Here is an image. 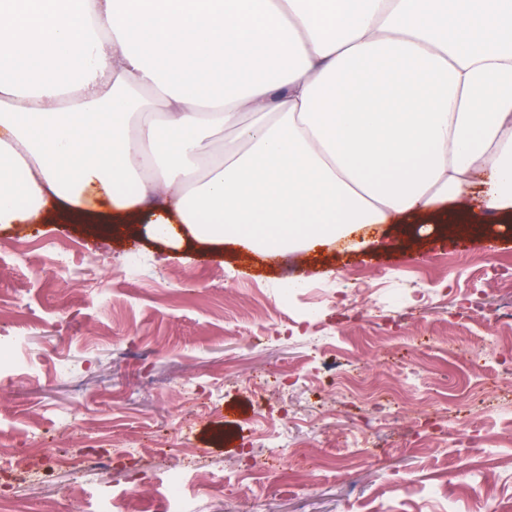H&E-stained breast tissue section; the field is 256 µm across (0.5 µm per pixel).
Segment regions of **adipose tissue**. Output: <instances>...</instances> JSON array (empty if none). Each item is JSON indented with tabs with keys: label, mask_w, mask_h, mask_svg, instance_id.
I'll list each match as a JSON object with an SVG mask.
<instances>
[{
	"label": "adipose tissue",
	"mask_w": 512,
	"mask_h": 512,
	"mask_svg": "<svg viewBox=\"0 0 512 512\" xmlns=\"http://www.w3.org/2000/svg\"><path fill=\"white\" fill-rule=\"evenodd\" d=\"M0 226L309 249L512 212V0H0ZM160 94V107L140 98Z\"/></svg>",
	"instance_id": "obj_1"
}]
</instances>
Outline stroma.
Instances as JSON below:
<instances>
[{
	"mask_svg": "<svg viewBox=\"0 0 512 512\" xmlns=\"http://www.w3.org/2000/svg\"><path fill=\"white\" fill-rule=\"evenodd\" d=\"M502 217L413 233L380 224L355 239L272 255L234 243L174 246L144 225L119 237L89 224L0 227V498L21 512H97L94 473L36 477L35 445L85 454L66 417L105 433L96 452L128 494L121 512H155L131 473L166 480V457L197 461L186 512H512V236ZM78 254L60 285L49 269ZM302 281L291 290L290 281ZM481 302L501 341L478 368L462 312ZM336 351L349 380L321 368ZM36 355L27 365L28 355ZM424 364L418 389L402 371ZM406 421H385L391 401ZM368 424L367 456L343 468L225 482L260 453V434L286 428L289 447L341 457L336 427ZM491 442L493 457L479 446ZM137 454H129V446Z\"/></svg>",
	"mask_w": 512,
	"mask_h": 512,
	"instance_id": "1",
	"label": "stroma"
}]
</instances>
